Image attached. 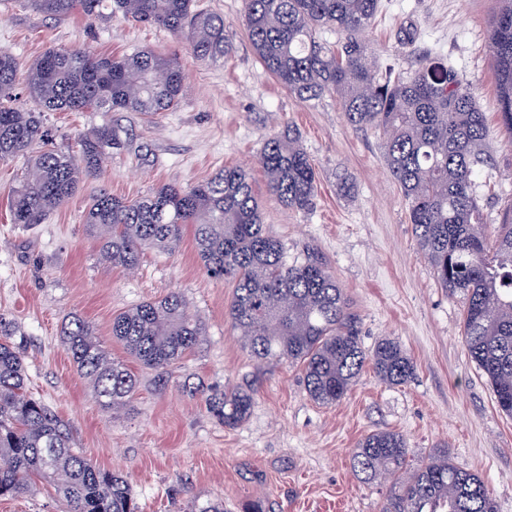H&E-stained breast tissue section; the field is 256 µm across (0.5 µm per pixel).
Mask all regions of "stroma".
I'll return each instance as SVG.
<instances>
[{
    "instance_id": "35a3bbf8",
    "label": "stroma",
    "mask_w": 512,
    "mask_h": 512,
    "mask_svg": "<svg viewBox=\"0 0 512 512\" xmlns=\"http://www.w3.org/2000/svg\"><path fill=\"white\" fill-rule=\"evenodd\" d=\"M224 17L233 52L198 61L185 38L113 14L88 23L75 14L45 17L26 0H0V53L28 66L46 50L88 46L115 57L149 47L178 60L187 93L177 108L140 112H50L56 145L76 149L82 134L109 124L124 141L104 173L33 228L12 224L7 195L26 166L0 161V318L19 329L33 395L68 425L75 448L97 467L122 475L141 512H186L191 501L220 500L224 512L263 502L266 512H380L386 482L366 483L352 468L357 442L373 431L404 435L414 456L447 447L461 468L481 474L498 512H512V418L499 411L461 336L462 299L448 295L420 254L408 205L390 177L380 138L350 126L339 99L303 102L264 69L244 26V0H200ZM497 0H381L363 34L376 60L410 73L442 61L470 83L486 114L488 161L474 191L488 224L512 208V145L501 127L490 21ZM414 28L412 43H401ZM319 173L308 211L285 208L266 187L258 164L265 139L287 125ZM252 176L263 221L288 260L322 259L349 300L365 349L400 342L416 368L399 386L364 370L333 405L312 401L300 371L287 362L254 361L235 336L226 307L231 285L210 278L192 230L172 254L146 252L137 269L101 260L85 229L100 190L136 201L158 187H190L227 165ZM350 177L352 197L337 180ZM177 292L205 327L198 347L165 370L137 366L111 335L115 315ZM91 323L108 354L132 369L138 388L125 407L103 410L64 350L59 332L70 315ZM256 390L247 421L228 429L207 410L212 394Z\"/></svg>"
}]
</instances>
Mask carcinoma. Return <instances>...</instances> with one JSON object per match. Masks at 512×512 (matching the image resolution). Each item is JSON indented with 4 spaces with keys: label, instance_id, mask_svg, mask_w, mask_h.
Listing matches in <instances>:
<instances>
[{
    "label": "carcinoma",
    "instance_id": "1",
    "mask_svg": "<svg viewBox=\"0 0 512 512\" xmlns=\"http://www.w3.org/2000/svg\"><path fill=\"white\" fill-rule=\"evenodd\" d=\"M490 30L500 120L512 144V0H500ZM46 16L75 12L91 23L116 12L184 37L200 61L229 55L224 16L194 0H27ZM380 0H245V26L264 68L297 99L336 95L349 124L381 138L388 171L408 203L412 231L438 284L463 300L465 349L491 384L500 410L512 416V218L486 224L474 178L487 162V121L473 89L450 67L430 63L409 75L372 57L363 33ZM342 35L335 46L317 31ZM24 85L29 105L13 104ZM184 75L152 49L112 58L85 48L50 49L20 79L17 59L0 54V160L24 157L26 169L10 190L11 221L42 224L87 178L101 175L119 130L102 125L79 139V153L56 147L48 112H164L178 105ZM258 163L268 192L285 206L309 208L318 172L293 127L267 138ZM209 277L233 288L227 316L259 363L286 360L300 368L309 397L321 405L344 399L369 367L384 384L412 378L415 364L385 338L362 346L344 289L321 259L288 262L281 241L263 224L250 173L226 166L190 188H158L139 201L101 191L89 204L86 231L117 270L136 267L147 249L172 253L186 226ZM112 338L140 365L166 370L205 336L178 293L140 303L112 319ZM14 326L0 318V497L33 485L55 487L67 512H140L123 477L93 466L74 447L66 423L28 392ZM63 346L99 405L115 411L137 390L136 376L112 360L94 327L80 316L61 332ZM253 391L215 394L208 411L236 428L249 417ZM394 431L364 436L352 454L367 482L385 479L391 494L382 512H497L485 479L455 464L448 448L410 460Z\"/></svg>",
    "mask_w": 512,
    "mask_h": 512
}]
</instances>
